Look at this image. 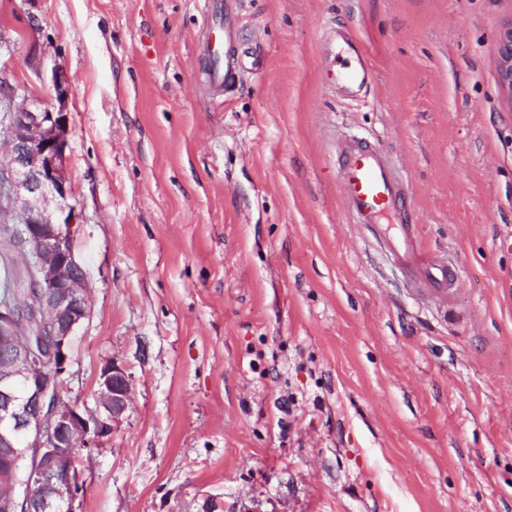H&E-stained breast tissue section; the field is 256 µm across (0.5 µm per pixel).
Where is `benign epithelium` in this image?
<instances>
[{
    "mask_svg": "<svg viewBox=\"0 0 512 512\" xmlns=\"http://www.w3.org/2000/svg\"><path fill=\"white\" fill-rule=\"evenodd\" d=\"M499 78L512 104V23L500 35ZM59 108L9 113V162L0 194L20 207L16 226L28 305L0 303V512H75L82 490L74 451L108 435L127 410L130 383L115 364L99 378L98 411L63 395L71 343L89 316L86 271L76 259L80 214L67 176L69 80L54 72Z\"/></svg>",
    "mask_w": 512,
    "mask_h": 512,
    "instance_id": "7a95c632",
    "label": "benign epithelium"
}]
</instances>
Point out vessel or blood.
I'll use <instances>...</instances> for the list:
<instances>
[{"label":"vessel or blood","mask_w":512,"mask_h":512,"mask_svg":"<svg viewBox=\"0 0 512 512\" xmlns=\"http://www.w3.org/2000/svg\"><path fill=\"white\" fill-rule=\"evenodd\" d=\"M225 44L223 37H207V79L217 89L231 85L241 65L239 54L228 52ZM336 179L353 222L363 225L403 270L417 299L447 311L461 282L462 268L438 257L423 258L411 185L400 169L366 141L345 138L336 144Z\"/></svg>","instance_id":"1"}]
</instances>
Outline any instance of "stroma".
<instances>
[{
	"mask_svg": "<svg viewBox=\"0 0 512 512\" xmlns=\"http://www.w3.org/2000/svg\"><path fill=\"white\" fill-rule=\"evenodd\" d=\"M257 71L206 80L201 0H0V115L71 82L90 313L65 394L130 403L76 512H512V0H224ZM358 40L367 87L336 79ZM408 172L420 307L344 209L338 137ZM501 53L499 78L508 103L512 105V22L504 27L500 35Z\"/></svg>",
	"mask_w": 512,
	"mask_h": 512,
	"instance_id": "stroma-1",
	"label": "stroma"
}]
</instances>
